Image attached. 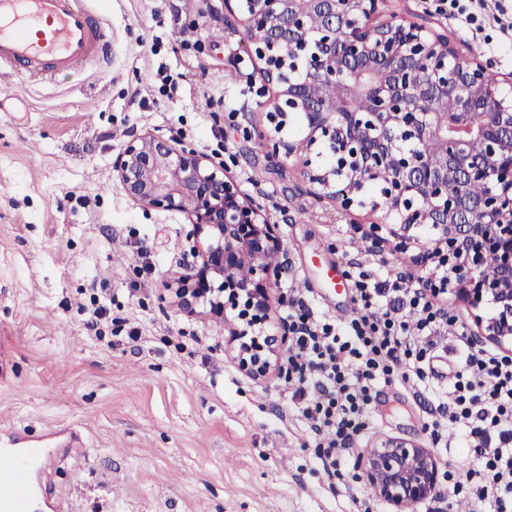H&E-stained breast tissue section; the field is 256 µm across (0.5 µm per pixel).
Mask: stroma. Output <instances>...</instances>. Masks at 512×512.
I'll return each mask as SVG.
<instances>
[{
  "label": "stroma",
  "instance_id": "35a3bbf8",
  "mask_svg": "<svg viewBox=\"0 0 512 512\" xmlns=\"http://www.w3.org/2000/svg\"><path fill=\"white\" fill-rule=\"evenodd\" d=\"M83 5L106 24L108 61L19 83L0 101V434L52 451L34 475L35 512H354L352 491L319 466L285 376L252 379L227 350L223 320L186 315L168 299L171 275L192 271V226L133 204L112 161L147 132L207 155L223 149L284 247L265 333L301 305L348 321L351 263L416 278L432 268L414 263L416 244L370 248L365 234L383 212L343 209L317 195L298 158L267 157L262 63L224 0ZM376 20L426 25L496 79L512 74V60L488 54L429 0H384ZM165 73L179 78L168 95ZM102 287L125 320L109 342L79 313ZM282 292L288 303H278ZM372 396L343 470L383 436L433 445L412 383L379 380Z\"/></svg>",
  "mask_w": 512,
  "mask_h": 512
}]
</instances>
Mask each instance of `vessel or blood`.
<instances>
[{
  "label": "vessel or blood",
  "mask_w": 512,
  "mask_h": 512,
  "mask_svg": "<svg viewBox=\"0 0 512 512\" xmlns=\"http://www.w3.org/2000/svg\"><path fill=\"white\" fill-rule=\"evenodd\" d=\"M110 54L100 22L81 0H0V66L10 77L39 82ZM34 460V449L11 440L0 445V512H24L17 480Z\"/></svg>",
  "instance_id": "1"
}]
</instances>
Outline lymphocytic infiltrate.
<instances>
[{
  "mask_svg": "<svg viewBox=\"0 0 512 512\" xmlns=\"http://www.w3.org/2000/svg\"><path fill=\"white\" fill-rule=\"evenodd\" d=\"M435 10L456 20L490 50L512 52V9L506 0H436ZM358 311L342 325L313 318L299 307L288 322L292 398L321 450L324 472L362 429L377 379L428 381L434 336L448 326L431 283L407 284L405 273L356 269ZM462 357L448 382L449 402L434 407L432 433L455 428L473 443L472 464L448 477L449 495L470 493L474 512H512V358L460 334Z\"/></svg>",
  "mask_w": 512,
  "mask_h": 512,
  "instance_id": "lymphocytic-infiltrate-1",
  "label": "lymphocytic infiltrate"
}]
</instances>
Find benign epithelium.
<instances>
[{
  "instance_id": "benign-epithelium-1",
  "label": "benign epithelium",
  "mask_w": 512,
  "mask_h": 512,
  "mask_svg": "<svg viewBox=\"0 0 512 512\" xmlns=\"http://www.w3.org/2000/svg\"><path fill=\"white\" fill-rule=\"evenodd\" d=\"M233 1L264 62L263 89L274 91L266 104L274 124L268 157L326 149L328 163L307 158L304 175L321 195L336 197L341 184L357 193L356 200L342 197L346 209L356 202L395 216V250L407 249L420 228L437 231L420 245L417 263L448 269L440 285L474 308L489 298L496 315L486 323L475 316L478 336L512 353V97L484 80L480 62L461 59L447 38L426 27L371 24L383 0L225 3ZM417 66L428 80H408ZM327 82L336 83L338 99L319 96ZM355 95L369 99L368 111L349 110ZM477 104L488 107L479 125L472 121ZM293 113L306 123L300 142L280 136ZM432 138L443 142L441 152L417 151ZM112 172L134 204L181 213L192 224L194 272L172 276L168 288L179 311L222 319L231 308L247 326L261 323L283 248L262 206L240 194L224 162L173 136L146 133L116 156ZM475 180L491 182V194L472 198L468 185ZM488 252L497 257L492 266L484 262ZM230 342L243 370L260 379L277 368L288 333L250 337L234 327ZM352 477L393 512L432 498L441 483L433 450L397 437L362 449Z\"/></svg>"
}]
</instances>
